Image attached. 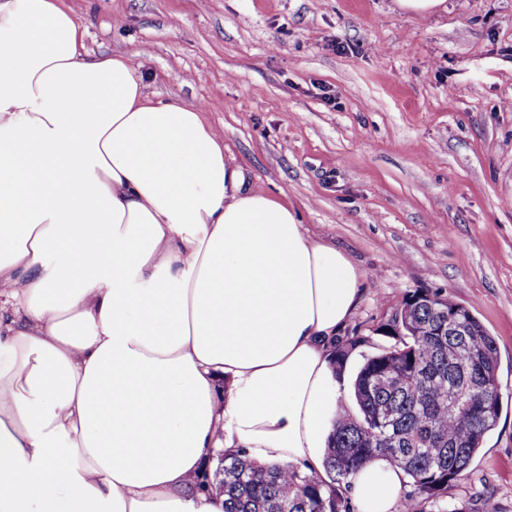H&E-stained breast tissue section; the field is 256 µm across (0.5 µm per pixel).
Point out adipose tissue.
Segmentation results:
<instances>
[{
    "mask_svg": "<svg viewBox=\"0 0 512 512\" xmlns=\"http://www.w3.org/2000/svg\"><path fill=\"white\" fill-rule=\"evenodd\" d=\"M139 66L0 0V512H224L194 488L223 451L322 470L361 275ZM403 480L348 492L394 512Z\"/></svg>",
    "mask_w": 512,
    "mask_h": 512,
    "instance_id": "ef3b65f1",
    "label": "adipose tissue"
}]
</instances>
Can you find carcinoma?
Returning a JSON list of instances; mask_svg holds the SVG:
<instances>
[{"label":"carcinoma","instance_id":"cac0c4a2","mask_svg":"<svg viewBox=\"0 0 512 512\" xmlns=\"http://www.w3.org/2000/svg\"><path fill=\"white\" fill-rule=\"evenodd\" d=\"M427 291L413 293L380 325L401 333L398 343L365 358L354 382L357 412L336 413L327 440L326 482L293 464L259 465L240 450L221 458L224 512H352L343 486L375 458L402 470L408 512H467L441 507L448 489L467 477L474 456L499 420L497 347L470 313L463 330L448 325L456 303ZM367 343L353 336L333 352L343 370Z\"/></svg>","mask_w":512,"mask_h":512}]
</instances>
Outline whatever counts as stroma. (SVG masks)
Listing matches in <instances>:
<instances>
[{
	"label": "stroma",
	"mask_w": 512,
	"mask_h": 512,
	"mask_svg": "<svg viewBox=\"0 0 512 512\" xmlns=\"http://www.w3.org/2000/svg\"><path fill=\"white\" fill-rule=\"evenodd\" d=\"M89 55L140 53L157 101L200 105L252 187L362 275L336 335L366 336L414 292L493 336L502 408L449 501L512 512V0H66ZM397 6L419 16L431 15L445 9L446 0H396Z\"/></svg>",
	"instance_id": "stroma-1"
}]
</instances>
